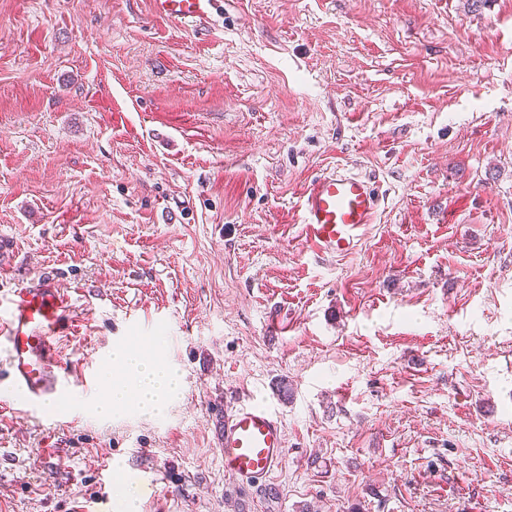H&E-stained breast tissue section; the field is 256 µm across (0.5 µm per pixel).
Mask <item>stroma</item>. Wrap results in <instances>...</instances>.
<instances>
[{"mask_svg":"<svg viewBox=\"0 0 512 512\" xmlns=\"http://www.w3.org/2000/svg\"><path fill=\"white\" fill-rule=\"evenodd\" d=\"M331 171L381 199L348 257L300 224ZM0 234V307L69 289L67 360L158 341L182 376L160 418L0 397V512H116L104 463L163 473L140 512H512V0H224L196 30L0 0ZM247 390L287 427L273 498L224 471Z\"/></svg>","mask_w":512,"mask_h":512,"instance_id":"1","label":"stroma"}]
</instances>
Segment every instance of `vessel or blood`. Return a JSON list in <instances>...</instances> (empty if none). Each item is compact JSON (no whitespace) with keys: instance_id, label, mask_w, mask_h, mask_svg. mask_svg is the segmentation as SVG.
I'll return each instance as SVG.
<instances>
[{"instance_id":"b4317fda","label":"vessel or blood","mask_w":512,"mask_h":512,"mask_svg":"<svg viewBox=\"0 0 512 512\" xmlns=\"http://www.w3.org/2000/svg\"><path fill=\"white\" fill-rule=\"evenodd\" d=\"M219 2L150 0L155 16L196 28L217 22ZM378 206L379 197L365 178L320 175L301 201L305 239L326 256L352 254ZM71 309L67 290L43 277L14 289L7 310L0 311V355L9 379L6 393L18 405L20 416H38L46 402L75 389H98L92 376L68 364L63 355L60 339ZM220 441L225 471L248 488H268L286 460V425L272 404L247 398L226 405Z\"/></svg>"}]
</instances>
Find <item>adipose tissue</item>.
I'll return each mask as SVG.
<instances>
[{
	"mask_svg": "<svg viewBox=\"0 0 512 512\" xmlns=\"http://www.w3.org/2000/svg\"><path fill=\"white\" fill-rule=\"evenodd\" d=\"M106 396L94 405L96 417L109 420L128 412L158 418L181 388V376L159 354L133 345L113 348L103 371Z\"/></svg>",
	"mask_w": 512,
	"mask_h": 512,
	"instance_id": "adipose-tissue-1",
	"label": "adipose tissue"
}]
</instances>
